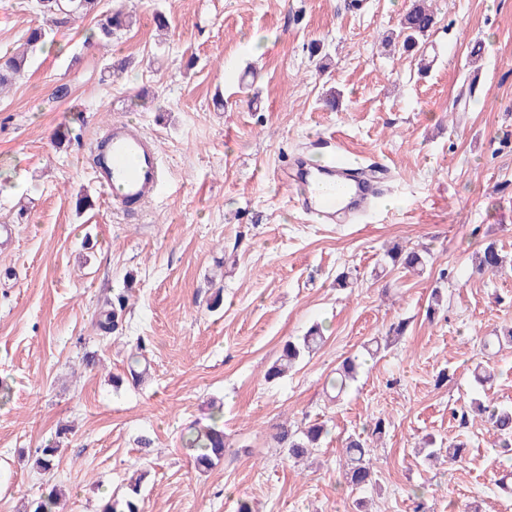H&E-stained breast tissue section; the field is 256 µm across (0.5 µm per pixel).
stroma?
Instances as JSON below:
<instances>
[{
	"label": "stroma",
	"mask_w": 512,
	"mask_h": 512,
	"mask_svg": "<svg viewBox=\"0 0 512 512\" xmlns=\"http://www.w3.org/2000/svg\"><path fill=\"white\" fill-rule=\"evenodd\" d=\"M412 3L102 0L136 18L110 50L84 43L95 16L76 19L0 94V225L14 228L0 244V512H25L50 482L61 512H100L136 472L144 512H235L242 497L253 512H358L362 498L374 512H512L498 485L512 457L469 412L512 405V348L482 347L512 323V267L474 269L486 242L512 256V0H432L428 73L382 44ZM39 20L33 0H0V53ZM111 52L131 61L121 75L104 69ZM115 121L154 137L168 171L130 216L93 179ZM324 138L388 168L370 217L315 223L277 182L290 158L317 161ZM396 243L426 250L422 272L386 263ZM344 271L352 287L337 286ZM120 292L126 327L100 337L95 315ZM401 320L405 335L368 357ZM315 324L321 349L266 381L284 341ZM141 339L148 378L113 388ZM354 356L356 381L330 401L327 380ZM483 361L497 373L487 389L472 375ZM216 404L228 450L203 472L181 436ZM376 416L390 426L371 451L376 486L360 493L341 445ZM316 419L321 447L289 461L276 426ZM55 441L52 478L20 461ZM452 441L466 445L455 463Z\"/></svg>",
	"instance_id": "35a3bbf8"
}]
</instances>
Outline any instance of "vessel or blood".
I'll return each instance as SVG.
<instances>
[{
	"instance_id": "obj_1",
	"label": "vessel or blood",
	"mask_w": 512,
	"mask_h": 512,
	"mask_svg": "<svg viewBox=\"0 0 512 512\" xmlns=\"http://www.w3.org/2000/svg\"><path fill=\"white\" fill-rule=\"evenodd\" d=\"M93 173L119 209L143 205L153 199L166 179V169L155 142L123 121L107 127L94 148ZM383 169L354 171L342 163L313 174L297 164L294 181L304 183L301 205L319 219L340 222L368 208Z\"/></svg>"
}]
</instances>
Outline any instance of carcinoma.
Returning a JSON list of instances; mask_svg holds the SVG:
<instances>
[{
  "instance_id": "carcinoma-1",
  "label": "carcinoma",
  "mask_w": 512,
  "mask_h": 512,
  "mask_svg": "<svg viewBox=\"0 0 512 512\" xmlns=\"http://www.w3.org/2000/svg\"><path fill=\"white\" fill-rule=\"evenodd\" d=\"M99 4L100 0H37V9L42 17V23L26 31L24 35L26 49L10 55H0V92L24 74L30 52L44 46L51 33L69 27L80 14L97 13L98 20L87 37L88 43L102 48L111 46L112 40L130 27L129 16L120 8L112 11L101 10ZM434 23V12L420 0L402 17L398 32L388 37L386 42L391 43L400 39L405 48L418 49L420 39L426 36ZM387 257L392 264L413 270L423 266L425 262L424 257L417 250L399 245L392 247L387 252ZM510 262L512 261L502 253L496 242L490 241L479 252L475 270L496 272ZM126 306L127 298L119 294L99 309L95 328L100 336L109 337L122 329V316ZM405 327L404 321L391 325L388 336L372 341V352H380L389 345L392 338L403 335ZM322 342L323 334L318 326L311 327L296 341L285 342L279 357L266 370L264 378L274 380L282 377L289 368L305 355L315 351ZM356 374L355 360L347 358L336 369V375L328 380L327 385L339 395L348 388L349 382L355 379ZM487 423L499 440V446L511 455L512 406L497 407L490 411ZM325 435L327 430L320 422L313 423L301 431L281 424L276 427L275 439L279 447L286 451L288 458L298 459L316 451ZM183 447L192 451L197 469H210L216 461L224 457V429L215 421L202 427H193L183 436ZM59 452V444L55 442L39 449L34 460L36 469L42 474L53 473ZM369 452L366 441L356 435H350L344 440V450L340 459L341 468L345 483L353 491H365L375 484ZM139 492L140 486L136 482L129 486L127 494L122 498L109 497L102 505L101 512H143L139 506ZM58 499L59 490L53 486L45 490L38 501L31 503L30 508L33 512H55Z\"/></svg>"
}]
</instances>
